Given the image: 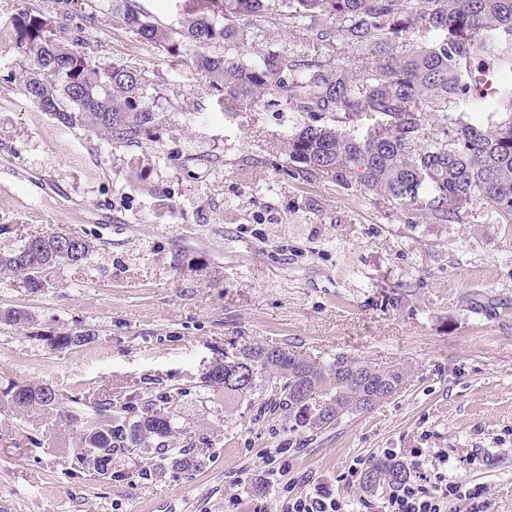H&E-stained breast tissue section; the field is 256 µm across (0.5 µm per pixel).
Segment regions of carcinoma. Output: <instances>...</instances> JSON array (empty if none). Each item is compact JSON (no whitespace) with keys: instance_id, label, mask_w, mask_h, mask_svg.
<instances>
[{"instance_id":"1","label":"carcinoma","mask_w":512,"mask_h":512,"mask_svg":"<svg viewBox=\"0 0 512 512\" xmlns=\"http://www.w3.org/2000/svg\"><path fill=\"white\" fill-rule=\"evenodd\" d=\"M53 17L33 6L12 17L16 48L35 54L20 88L66 127L101 135L120 146L143 148L161 121L155 83L119 61L100 62L85 51L108 16L140 42L189 60L210 86L224 92V112L279 107L315 119L276 146L281 170L304 180L328 179L343 188L361 186L386 202L405 205L437 223H454L462 211L485 203L503 224H512V82L493 96L480 90L490 68L512 73V0H184L179 27L140 12L133 0H45ZM263 23L284 28L297 41L267 46L251 58L240 51L249 30ZM434 31L435 40L413 35ZM222 47L209 54L206 49ZM488 112L499 119H452L448 113ZM329 121H324V118ZM365 121L356 137L343 130ZM37 263L19 260L23 247L0 251V273L14 274L31 292L45 287L50 270L78 265L91 243L68 234L40 235ZM87 331L57 337L58 347L81 346ZM271 382L270 408L288 413L294 431H319L364 413L400 389L404 372L379 369L346 356L316 363L288 350L250 344L209 366L202 383L230 397L253 395ZM18 408L53 406L59 394L27 383ZM144 405L136 416H116L112 403L93 406L95 420L82 446L60 444L57 453L95 472H112V458L136 455L157 442L160 462L195 469L194 449L176 445L179 431L164 404ZM410 477L396 458L379 460L360 476L364 488L400 486Z\"/></svg>"}]
</instances>
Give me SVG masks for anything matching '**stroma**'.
<instances>
[{
    "instance_id": "obj_1",
    "label": "stroma",
    "mask_w": 512,
    "mask_h": 512,
    "mask_svg": "<svg viewBox=\"0 0 512 512\" xmlns=\"http://www.w3.org/2000/svg\"><path fill=\"white\" fill-rule=\"evenodd\" d=\"M87 51L156 80L166 118L144 149L35 114L18 83L34 55L0 40V249L51 230L92 245L39 292L0 276V308L30 316L0 325V392L44 383L61 396L0 403V512H224L232 494L240 512H276L277 448L291 477L338 485L350 512L390 495L344 481L388 448L412 476L486 486V512H512V224L485 205L412 224L363 188L291 177L274 146L307 115L225 116L208 81L111 20ZM80 330L94 339L56 349ZM255 343L400 368L404 382L339 425L294 431L265 391L199 385L215 358ZM164 393L201 467L142 477L149 448L115 456L102 479L58 455L59 441L80 445L95 402Z\"/></svg>"
}]
</instances>
